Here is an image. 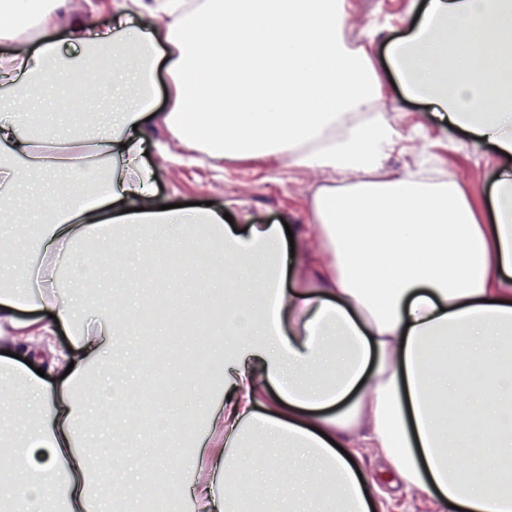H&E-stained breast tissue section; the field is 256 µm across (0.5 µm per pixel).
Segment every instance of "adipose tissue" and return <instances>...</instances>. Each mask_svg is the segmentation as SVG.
<instances>
[{
  "label": "adipose tissue",
  "instance_id": "1",
  "mask_svg": "<svg viewBox=\"0 0 512 512\" xmlns=\"http://www.w3.org/2000/svg\"><path fill=\"white\" fill-rule=\"evenodd\" d=\"M66 2L6 0L14 17L36 18L33 41L0 23L12 46L0 58V184L24 197L0 208V223H22L24 205L37 216L0 286V323L20 328L22 304L56 316L73 365L51 381L37 373L36 345L26 365L0 357V390L19 414L0 499L12 512H115L88 467L96 429L82 424L76 392L93 383L120 394L112 351L125 332L111 311L88 319L62 284L97 261L80 242L137 225L173 252L190 236L214 241L224 269L199 308L224 311L230 398L194 459L196 512H233L245 493L236 473L285 446L329 488L308 512H371L353 465L364 448L440 512H512V166L485 210L454 180H376L408 138L380 110L376 61L346 37L350 0H121L114 26L91 16L61 33ZM63 39L78 57L61 54ZM386 59L406 97L512 157V0H425ZM64 72L79 89L111 90L107 124L34 129L32 88L48 91ZM197 99L216 114L203 129L189 117ZM157 122L211 157H274L327 176L314 223L290 241L279 224L239 232L219 205L161 209L139 136ZM54 142L91 150L88 171L59 184L43 156ZM472 463L479 475L460 480Z\"/></svg>",
  "mask_w": 512,
  "mask_h": 512
}]
</instances>
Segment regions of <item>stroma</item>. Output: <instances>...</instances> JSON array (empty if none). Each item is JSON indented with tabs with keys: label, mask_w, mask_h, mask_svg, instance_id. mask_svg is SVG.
Instances as JSON below:
<instances>
[{
	"label": "stroma",
	"mask_w": 512,
	"mask_h": 512,
	"mask_svg": "<svg viewBox=\"0 0 512 512\" xmlns=\"http://www.w3.org/2000/svg\"><path fill=\"white\" fill-rule=\"evenodd\" d=\"M419 2L351 0L350 39L361 45L366 41V33L374 32L373 55L382 59L385 45L393 37L404 34L411 9ZM387 89L396 102L393 110L386 112V119L406 134L413 132L415 124H423L421 139L427 142L436 165L463 181L470 197L489 195L493 174L501 163L494 149L476 144L464 131L444 128L425 106L402 97L395 83H388ZM142 138L146 161L158 172L156 190L165 203H220L236 222L246 214L269 224L298 226L313 221L312 200L322 181L309 172L275 160H215L203 155L192 162L177 163L172 156L180 148L159 123L145 128ZM138 249L135 265L107 266L95 290L88 292L85 309L87 313H96L97 293L122 289L128 292L124 307L141 308L144 300L139 283H155L154 296L168 301V309L152 333H143L137 327L130 330L128 348L123 359L117 361L113 374L129 381L151 382L154 397L165 401L162 416L176 417L190 409L195 413L197 428H205L209 413L223 402L225 350L214 348L204 374L205 385L184 391L188 377L182 372L183 357L189 346L188 336L179 323L195 307L200 291L215 277L214 264L206 256L172 273L167 269L163 250L154 242H139ZM100 429L102 437L93 441L91 453L119 459L120 467L113 479L130 490L124 500V512H142V503L153 484L161 482L166 485L169 512H193L187 492L193 474L186 469L179 482L165 481L166 471L178 467L180 460L168 449L152 447L155 427L151 416H144L134 429L123 418L101 422ZM359 466L365 480L384 492L376 501L378 512H437L425 493L392 485L373 453H364ZM287 474V459L270 457L265 469L251 480L253 492L243 503V512H282L280 486Z\"/></svg>",
	"instance_id": "stroma-1"
}]
</instances>
